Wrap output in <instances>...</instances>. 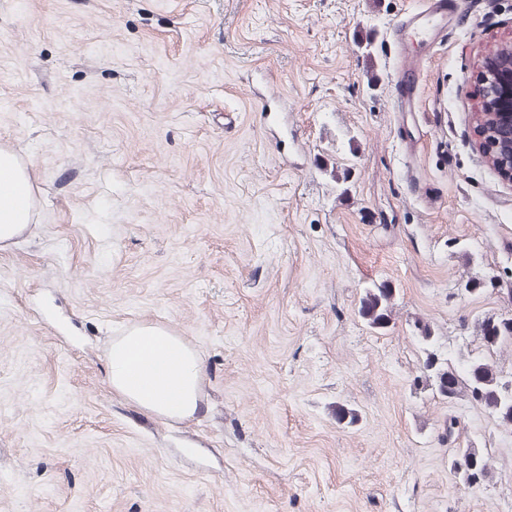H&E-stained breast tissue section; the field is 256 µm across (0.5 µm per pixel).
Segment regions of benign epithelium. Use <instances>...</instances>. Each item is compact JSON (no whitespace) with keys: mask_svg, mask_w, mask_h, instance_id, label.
Returning <instances> with one entry per match:
<instances>
[{"mask_svg":"<svg viewBox=\"0 0 512 512\" xmlns=\"http://www.w3.org/2000/svg\"><path fill=\"white\" fill-rule=\"evenodd\" d=\"M474 89L475 144L498 175L512 183V42L482 61ZM485 115L494 116V128L481 121Z\"/></svg>","mask_w":512,"mask_h":512,"instance_id":"1","label":"benign epithelium"}]
</instances>
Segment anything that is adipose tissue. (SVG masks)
Listing matches in <instances>:
<instances>
[{
  "mask_svg": "<svg viewBox=\"0 0 512 512\" xmlns=\"http://www.w3.org/2000/svg\"><path fill=\"white\" fill-rule=\"evenodd\" d=\"M35 177L14 152L0 148V250L28 229L34 209ZM203 360L183 336L141 322L113 337L107 353V382L113 393L166 420H188L201 403Z\"/></svg>",
  "mask_w": 512,
  "mask_h": 512,
  "instance_id": "1",
  "label": "adipose tissue"
}]
</instances>
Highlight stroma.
Returning a JSON list of instances; mask_svg holds the SVG:
<instances>
[{
  "label": "stroma",
  "instance_id": "obj_1",
  "mask_svg": "<svg viewBox=\"0 0 512 512\" xmlns=\"http://www.w3.org/2000/svg\"><path fill=\"white\" fill-rule=\"evenodd\" d=\"M459 2L428 45L403 24L425 0H0V146L37 188L0 251V512L512 504V427L417 381L415 322L479 352L512 316V185L472 141L512 0ZM140 322L200 352L198 417L113 394ZM453 461L456 477L464 487L470 488L488 479L491 474L489 460L476 448H459Z\"/></svg>",
  "mask_w": 512,
  "mask_h": 512
}]
</instances>
